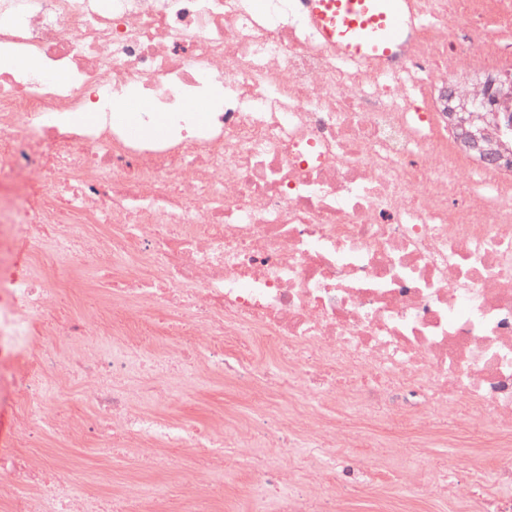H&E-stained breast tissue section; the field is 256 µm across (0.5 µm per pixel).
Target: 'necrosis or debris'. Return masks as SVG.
I'll return each instance as SVG.
<instances>
[{"label": "necrosis or debris", "mask_w": 512, "mask_h": 512, "mask_svg": "<svg viewBox=\"0 0 512 512\" xmlns=\"http://www.w3.org/2000/svg\"><path fill=\"white\" fill-rule=\"evenodd\" d=\"M296 2L0 0L6 512H213L208 454L199 499L108 471L95 486L29 451L108 433L163 470L219 431L254 512H321L338 478L389 486L407 419L492 448L470 493L476 512H512L480 481L512 482V182L486 165L471 182L444 112L412 109L464 62L512 54L488 25L512 0H419L406 58L373 69L340 63ZM131 92L135 139L113 115ZM258 343L280 367L256 369ZM214 378L260 401L298 379L311 397L288 422L225 430L145 407ZM76 398L93 420L61 414ZM376 415L380 460L339 467L338 448L373 447ZM308 448L319 468L300 466Z\"/></svg>", "instance_id": "4bbe7bcc"}]
</instances>
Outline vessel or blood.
Listing matches in <instances>:
<instances>
[{
	"mask_svg": "<svg viewBox=\"0 0 512 512\" xmlns=\"http://www.w3.org/2000/svg\"><path fill=\"white\" fill-rule=\"evenodd\" d=\"M321 42L343 62L374 68L399 63L421 23L416 0H300Z\"/></svg>",
	"mask_w": 512,
	"mask_h": 512,
	"instance_id": "obj_1",
	"label": "vessel or blood"
}]
</instances>
